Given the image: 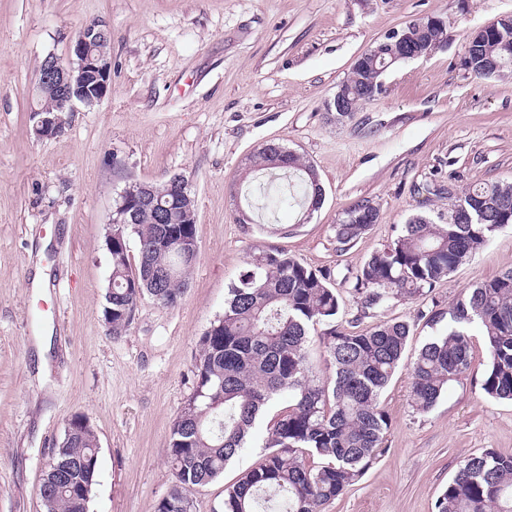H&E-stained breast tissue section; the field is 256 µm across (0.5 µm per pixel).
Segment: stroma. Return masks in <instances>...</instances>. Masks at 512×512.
<instances>
[{"label":"stroma","instance_id":"35a3bbf8","mask_svg":"<svg viewBox=\"0 0 512 512\" xmlns=\"http://www.w3.org/2000/svg\"><path fill=\"white\" fill-rule=\"evenodd\" d=\"M512 14V0H0V512H44L49 450L86 415L99 443L88 512H157L172 484L171 427L193 393L198 342L259 250H283L327 272L337 328L360 332L354 274L413 216L441 224L448 188L512 179V76L464 66L475 30ZM439 16L448 38L383 75V90L337 120L330 109L359 56L409 22ZM111 34L112 82L92 111L37 139L29 111L37 69L64 58L79 30ZM268 143L312 164L325 190L310 218L248 160ZM185 177L197 203L198 251L177 305L142 298L122 336L103 316L111 275L107 224L129 180ZM380 208L347 247L346 209ZM49 269L33 292L35 260ZM512 268V228L497 232L428 295L391 300L385 320L412 326L413 361L445 332L443 313L476 282ZM439 321L424 319L430 309ZM406 366L381 397L391 419L363 474L323 512H434L468 455H512V402L486 396L481 334L472 363L426 413L410 405ZM276 399L246 448L196 488L195 512H221L224 490L265 457Z\"/></svg>","mask_w":512,"mask_h":512}]
</instances>
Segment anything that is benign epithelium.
<instances>
[{
  "label": "benign epithelium",
  "mask_w": 512,
  "mask_h": 512,
  "mask_svg": "<svg viewBox=\"0 0 512 512\" xmlns=\"http://www.w3.org/2000/svg\"><path fill=\"white\" fill-rule=\"evenodd\" d=\"M413 25L389 34L401 47V58L417 59L424 53L415 44ZM109 34L106 25L93 22L85 26L69 47L67 60L51 55L38 70L36 91L46 85H53L58 91L55 107L36 105L31 108L33 130L39 139L54 138L65 129L67 119L64 114L75 111L80 104L92 108L106 96L111 84L112 55L105 46ZM166 190L158 192L149 184L137 180L130 181L120 192L119 204L115 209L113 224L126 223L125 214L133 203L144 204L166 214L170 206L164 204L163 196L188 187L181 175H175L164 182Z\"/></svg>",
  "instance_id": "obj_1"
}]
</instances>
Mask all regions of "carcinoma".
<instances>
[{"instance_id": "cac0c4a2", "label": "carcinoma", "mask_w": 512, "mask_h": 512, "mask_svg": "<svg viewBox=\"0 0 512 512\" xmlns=\"http://www.w3.org/2000/svg\"><path fill=\"white\" fill-rule=\"evenodd\" d=\"M418 43L448 38L445 26L424 18L413 24ZM394 48L352 71L344 88L350 98L368 102L366 90L377 70L390 65ZM471 72L486 78L512 73V27L501 28L477 44ZM249 164L256 170L288 169L300 179L295 205L315 211L322 189L314 167L274 143L262 146ZM484 199L476 212L470 201ZM448 222L432 224L413 217L389 244L373 253L355 274L354 291L363 315L388 300L431 293L486 245L498 230L512 226V182H475L448 191ZM183 211L166 222L149 207L127 214L122 241H112V291L104 309L112 310L110 334L121 335L140 299L151 297L172 307L188 288L195 256L176 244L192 237L197 225L185 224L196 213L193 195L179 199ZM380 209L362 199L336 225V241L348 245L378 223ZM136 235L139 261L131 266L128 236ZM251 269L230 290L224 314L199 340L194 366L196 387L176 418L167 448L174 484L157 512H194L188 492L224 473L238 456L257 418L276 398L288 397V409L269 428L268 453L224 492V512H321L351 486L372 462L390 428L380 398L399 370L410 336L403 321L382 320L362 332L336 329L340 302L330 275L315 272L284 251L255 254ZM448 330L428 341L410 364V401L429 412L448 388L470 368V329L485 339L489 365L482 384L495 400L512 401V269L482 280L448 309ZM325 327L330 372L320 378L308 355L311 330ZM96 435L88 429L65 431L52 448L40 494L44 512H87L98 468L76 461L93 455ZM436 512H512V456L488 449L470 455L435 504Z\"/></svg>"}]
</instances>
